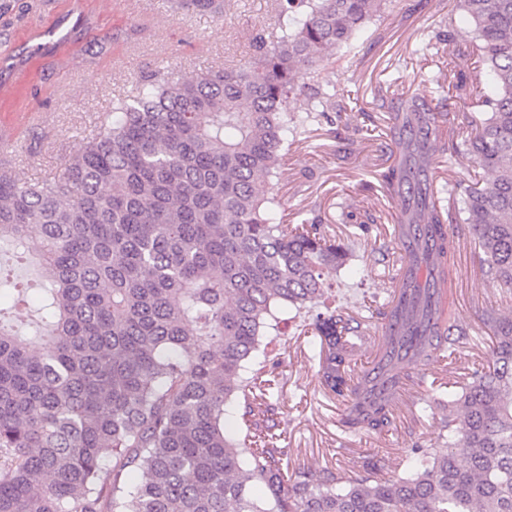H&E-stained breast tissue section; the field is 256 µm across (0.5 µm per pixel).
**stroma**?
Here are the masks:
<instances>
[{
    "mask_svg": "<svg viewBox=\"0 0 512 512\" xmlns=\"http://www.w3.org/2000/svg\"><path fill=\"white\" fill-rule=\"evenodd\" d=\"M275 0H224L219 16L173 7L171 0H87L85 18L72 14V0H0V51L29 60L15 77V95L0 99V169L29 180L59 172L97 129L114 95L131 89L144 73L163 70L192 76L212 66L238 67L251 54L250 36L275 18ZM61 25L66 48L32 54L27 30ZM452 30L453 42L439 39ZM474 38L456 0H391L371 23L357 54L337 57L319 82L343 104L334 123L312 125L283 159L275 187L276 213L286 224L322 225L347 246V266L331 273L336 308L357 336L354 363H361L382 335L376 315L388 300L399 255L393 233L403 200L388 194L378 175L396 161L384 129L388 108L379 93L430 96L454 73L468 72L465 51ZM512 315V289L493 282L481 266L468 232L456 250L450 298L455 323L467 340L440 352L424 374L403 380L391 422L382 431L344 433L338 419L344 401L325 395L303 320L296 317L272 332L266 352L279 380L278 447L289 467L317 464L347 474L364 460L383 461L384 475L404 473L413 445L442 447L447 433L440 412L424 409L423 395L446 392L475 367L496 359L485 310Z\"/></svg>",
    "mask_w": 512,
    "mask_h": 512,
    "instance_id": "1",
    "label": "stroma"
}]
</instances>
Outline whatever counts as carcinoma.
Listing matches in <instances>:
<instances>
[{
    "label": "carcinoma",
    "mask_w": 512,
    "mask_h": 512,
    "mask_svg": "<svg viewBox=\"0 0 512 512\" xmlns=\"http://www.w3.org/2000/svg\"><path fill=\"white\" fill-rule=\"evenodd\" d=\"M389 0H277L252 56L194 77L157 70L113 99L97 131L58 173L25 181L0 170V241L17 260L39 235L37 268L49 283L33 307L28 288L0 277V300L35 318L33 336L0 321V512H512V317L489 311L496 363L431 397L446 450L413 448L412 467L377 477L289 469L277 447L276 376H243L276 313L307 315L324 392L350 398L346 433L390 424V393L371 400L349 375V320L328 304L325 271L349 252L319 224L291 228L259 192L275 178L288 137L336 111L319 71L357 50ZM222 13L221 0H176ZM476 35L475 71L458 99L476 117L400 94L385 133L398 161L379 174L387 192L411 190L403 224L441 239L439 273L452 284L462 215L486 273L512 288V0H458ZM303 95L308 108L293 112ZM445 131L448 158L427 144ZM483 182L448 184V206L421 173L459 157ZM463 338L447 315L411 355H391L393 388ZM235 407L238 436L225 430Z\"/></svg>",
    "instance_id": "1"
}]
</instances>
